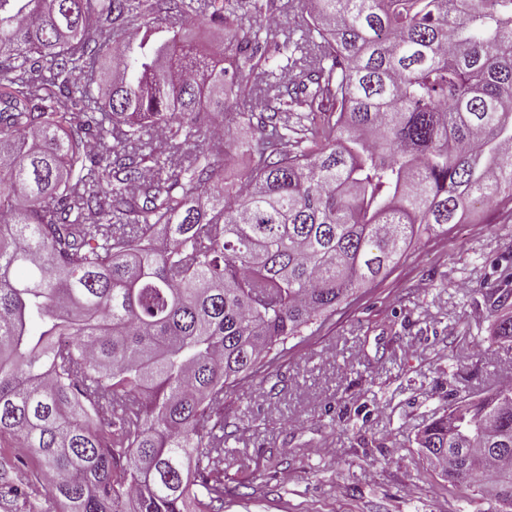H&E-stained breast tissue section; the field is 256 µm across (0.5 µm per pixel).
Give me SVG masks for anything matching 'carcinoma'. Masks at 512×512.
<instances>
[{"mask_svg": "<svg viewBox=\"0 0 512 512\" xmlns=\"http://www.w3.org/2000/svg\"><path fill=\"white\" fill-rule=\"evenodd\" d=\"M289 2L0 0V446L38 457L61 512H223L226 388L512 201V0H305L298 40L271 24ZM227 103L258 130L242 194L215 163ZM415 443L512 512L511 383ZM0 498L43 509L2 472ZM183 33L189 40L195 41L201 50L210 53L224 52L230 42L227 30H217L194 21L185 24Z\"/></svg>", "mask_w": 512, "mask_h": 512, "instance_id": "carcinoma-1", "label": "carcinoma"}]
</instances>
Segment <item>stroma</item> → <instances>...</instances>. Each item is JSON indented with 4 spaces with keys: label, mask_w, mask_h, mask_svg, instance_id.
<instances>
[{
    "label": "stroma",
    "mask_w": 512,
    "mask_h": 512,
    "mask_svg": "<svg viewBox=\"0 0 512 512\" xmlns=\"http://www.w3.org/2000/svg\"><path fill=\"white\" fill-rule=\"evenodd\" d=\"M511 268L512 203L475 207L290 350L280 382L230 388L224 512H475L414 438L448 403L512 383L484 302Z\"/></svg>",
    "instance_id": "obj_1"
}]
</instances>
